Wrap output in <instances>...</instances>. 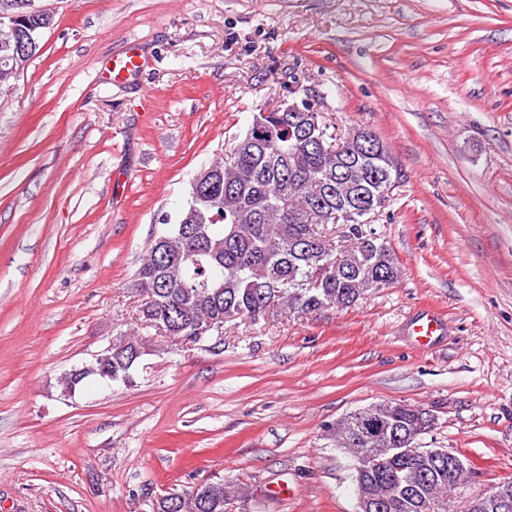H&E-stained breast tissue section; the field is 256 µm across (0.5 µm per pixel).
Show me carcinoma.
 <instances>
[{
  "label": "carcinoma",
  "instance_id": "carcinoma-1",
  "mask_svg": "<svg viewBox=\"0 0 512 512\" xmlns=\"http://www.w3.org/2000/svg\"><path fill=\"white\" fill-rule=\"evenodd\" d=\"M47 18L54 16L30 17L17 33L0 35V61ZM267 122L277 130L273 142L255 146L246 136L239 139L230 163L210 164L224 179L188 199L175 223L163 218L170 228L155 239L133 281L146 297L143 321L188 336L225 318L255 322L275 305L296 315L348 308L378 290L377 281L393 285L402 277L392 248L367 221L381 207L358 211L363 199L377 192L380 165L367 153L382 140L372 133L361 145L346 137L334 144L336 134L321 112H271ZM330 224L340 226V241ZM141 359L116 341L95 356L88 372L69 375V389L104 366L112 368V380L129 382ZM384 407L399 434L421 432L424 408L403 402ZM336 434L353 453L363 447L344 422ZM422 468L431 473L436 491L448 492V462L394 461L375 473V486L390 485V475L400 470L408 492L391 499L385 512H427L415 488ZM237 494L238 484L220 480L206 484L201 496H164L156 512H225Z\"/></svg>",
  "mask_w": 512,
  "mask_h": 512
}]
</instances>
